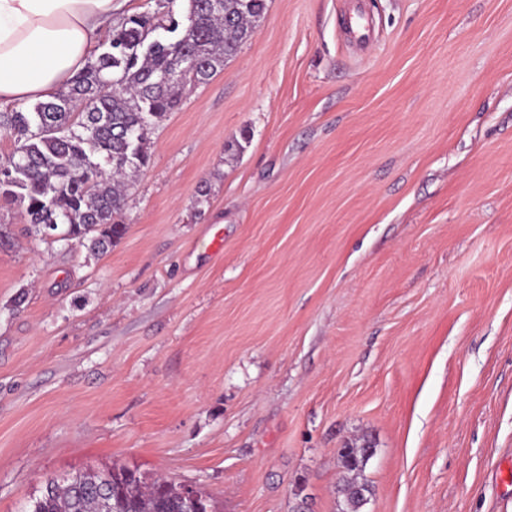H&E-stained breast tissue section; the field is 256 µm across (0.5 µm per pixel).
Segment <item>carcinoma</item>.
<instances>
[{
	"instance_id": "carcinoma-1",
	"label": "carcinoma",
	"mask_w": 512,
	"mask_h": 512,
	"mask_svg": "<svg viewBox=\"0 0 512 512\" xmlns=\"http://www.w3.org/2000/svg\"><path fill=\"white\" fill-rule=\"evenodd\" d=\"M188 0L185 21L167 14L132 15L112 27L101 52L51 101L0 112V131L14 148L0 165V197L25 210L35 232L58 224L63 241L104 254L126 230L120 215L132 178L149 163L150 133L180 109L187 88L206 83L247 41L266 0ZM343 469L340 512H361L358 492L369 461L354 443L339 452ZM112 487L102 469L46 484L32 512H102L100 499L119 512H183L185 486L146 481L113 465Z\"/></svg>"
}]
</instances>
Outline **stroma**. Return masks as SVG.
I'll return each mask as SVG.
<instances>
[{"instance_id": "stroma-1", "label": "stroma", "mask_w": 512, "mask_h": 512, "mask_svg": "<svg viewBox=\"0 0 512 512\" xmlns=\"http://www.w3.org/2000/svg\"><path fill=\"white\" fill-rule=\"evenodd\" d=\"M122 219L0 198V512L112 463L338 512L365 439L363 512H512V0H267ZM368 442L369 440H366L359 446L354 443L347 444L343 448L345 451L340 450L339 452L344 473L339 489L342 497L340 512H362L361 498L357 493L360 489L363 490L365 497H368L371 493L369 482L361 478L369 459L373 456V454L366 456V448L362 447Z\"/></svg>"}]
</instances>
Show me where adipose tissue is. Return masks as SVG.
<instances>
[{
    "label": "adipose tissue",
    "mask_w": 512,
    "mask_h": 512,
    "mask_svg": "<svg viewBox=\"0 0 512 512\" xmlns=\"http://www.w3.org/2000/svg\"><path fill=\"white\" fill-rule=\"evenodd\" d=\"M123 12L124 0H0V105L53 98Z\"/></svg>",
    "instance_id": "obj_1"
}]
</instances>
